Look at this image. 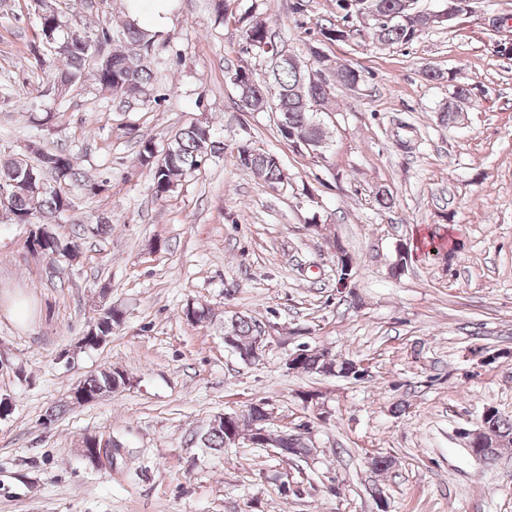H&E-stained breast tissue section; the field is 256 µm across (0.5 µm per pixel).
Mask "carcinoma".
<instances>
[{"mask_svg": "<svg viewBox=\"0 0 512 512\" xmlns=\"http://www.w3.org/2000/svg\"><path fill=\"white\" fill-rule=\"evenodd\" d=\"M367 22L370 34L382 44H406L419 36L415 27L401 21L378 27L367 13L361 15ZM39 30L42 41H52L54 51L48 56L56 62L51 76L56 87L54 102L61 105L71 88L92 77L95 84L107 91L112 100L121 108H130L128 99L144 104L151 96L153 72L150 68L155 35L142 28L137 22L128 20L122 29L114 31L112 12L104 9L95 15L93 23L82 26L72 22L64 12H47L38 9ZM242 38L259 51L261 46L272 43L267 25L249 17H239ZM319 35L324 42L346 41L353 36V29L340 27L329 20L319 26ZM119 45L104 54L98 63L90 60L95 45H108L113 41ZM299 74L289 67L265 70L258 74L250 69L238 68L229 82L237 90L242 102L265 104L276 109L277 129L282 139L296 132L325 142L324 131L317 113L327 111L331 90L322 79L314 80L306 90L307 100L316 104L313 110L304 106L292 93L298 83ZM470 89L454 86L453 97L448 100L445 116L453 118L459 103L469 98ZM224 153V142L218 140L212 127L200 121L190 122L177 129L166 147L157 149L150 140H140L138 159L151 173V188L158 200L166 199L178 187L182 179L205 166L212 159ZM239 164L250 170L269 186L283 183L284 172L277 155L242 144L237 147ZM81 183L83 190L98 195L107 189V180L91 179L80 171L75 158L62 151L40 152L38 159L31 163L12 155L0 161V214L14 224H33L36 230L30 237L41 232L47 236L48 252H58V257L72 263L80 257V246L74 239L59 237L52 225L69 220L80 230L100 234L108 228L109 219L99 217L91 222L75 216V204L71 193L64 186ZM230 328L235 340L245 345V340L254 335L256 322L248 316H235ZM322 352L305 350L300 364L305 374L321 373ZM119 370L111 369L86 377L82 382L84 390L91 396L108 391L112 377ZM489 440L503 447H512V421L503 418L495 410L484 422ZM204 447L224 452V431L212 430L201 437Z\"/></svg>", "mask_w": 512, "mask_h": 512, "instance_id": "1", "label": "carcinoma"}]
</instances>
